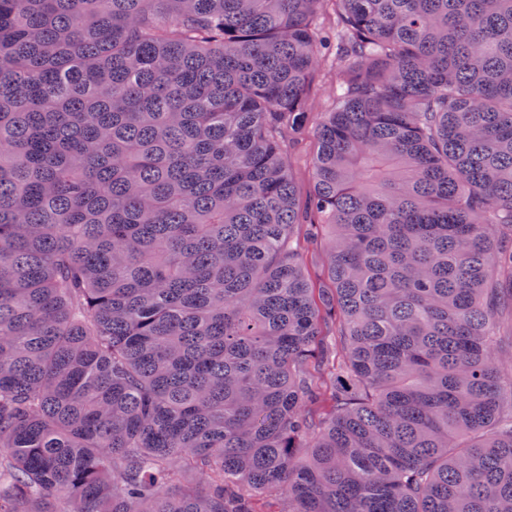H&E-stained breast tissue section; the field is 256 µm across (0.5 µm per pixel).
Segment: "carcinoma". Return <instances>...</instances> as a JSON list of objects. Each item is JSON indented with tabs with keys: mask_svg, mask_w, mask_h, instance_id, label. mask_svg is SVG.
I'll list each match as a JSON object with an SVG mask.
<instances>
[{
	"mask_svg": "<svg viewBox=\"0 0 512 512\" xmlns=\"http://www.w3.org/2000/svg\"><path fill=\"white\" fill-rule=\"evenodd\" d=\"M506 226L512 0H0V512H512ZM342 67L343 62L336 58L335 49L323 60L317 82V93L314 98V112H328L330 110L335 79ZM315 149V139L310 132L304 144L291 155V166L300 194L304 199L312 190L311 159Z\"/></svg>",
	"mask_w": 512,
	"mask_h": 512,
	"instance_id": "carcinoma-1",
	"label": "carcinoma"
}]
</instances>
